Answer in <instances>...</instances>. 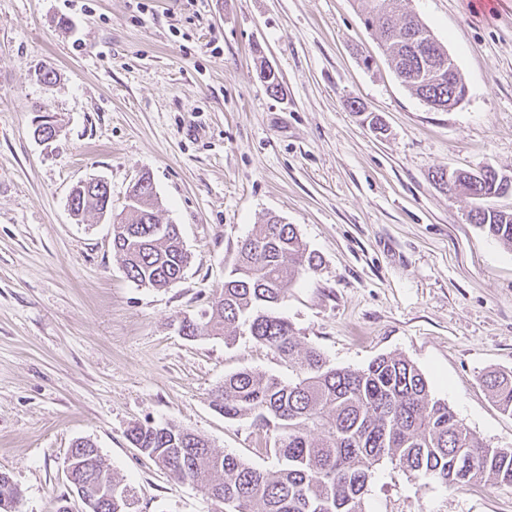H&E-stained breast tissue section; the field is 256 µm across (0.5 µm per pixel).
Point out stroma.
I'll list each match as a JSON object with an SVG mask.
<instances>
[{"mask_svg":"<svg viewBox=\"0 0 512 512\" xmlns=\"http://www.w3.org/2000/svg\"><path fill=\"white\" fill-rule=\"evenodd\" d=\"M404 5L464 77L452 110L401 83L359 0H0V472L21 490L17 512H55L63 496L81 508L66 476L80 438L133 488L136 512H214L132 446L137 422L276 467L275 431L224 418L210 393L243 369L287 378V362L245 334L228 347L178 331L270 216L321 259L280 307L302 343L336 368L404 356L465 427L512 448V415L482 382L512 371V248L431 177L512 175V0L491 13L476 0ZM261 57L282 94L267 92ZM41 111L59 127L49 143L33 135ZM142 172L191 254L167 288L131 281L109 220L68 207L73 186L99 177L120 212ZM366 512H512V486L451 491L385 461Z\"/></svg>","mask_w":512,"mask_h":512,"instance_id":"obj_1","label":"stroma"}]
</instances>
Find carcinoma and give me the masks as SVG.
I'll return each mask as SVG.
<instances>
[{
  "label": "carcinoma",
  "mask_w": 512,
  "mask_h": 512,
  "mask_svg": "<svg viewBox=\"0 0 512 512\" xmlns=\"http://www.w3.org/2000/svg\"><path fill=\"white\" fill-rule=\"evenodd\" d=\"M365 28L395 74L422 100L448 110L450 96L465 99L467 86L448 49L412 12L396 17L394 0H368ZM455 83L448 84V73ZM267 91L281 82L259 66ZM440 185L478 201L512 193L507 182L479 188L463 172L433 171ZM70 207L112 219V249L127 276L140 286L166 288L181 278L189 255L177 225L158 216V198L142 192L112 214V201L75 187ZM475 224L512 247V213L474 208ZM317 266L296 227L275 216L245 238L223 287L210 299L204 320L191 318L185 336L220 337L232 345L244 327L259 345L288 362L294 378L242 370L224 377L211 404L226 418H253L276 432L275 470H261L239 457L220 453L202 436L169 424L135 423L127 430L133 447L153 459L175 482L198 488L215 512H366L365 495L374 470L388 460L402 471L440 481L455 489L476 482L512 485V448H491L466 428L448 406L431 394L425 375L404 357L381 355L363 369L336 368L315 347L304 346L288 318L279 312L288 282ZM483 383L495 403L512 414V375L490 372ZM90 440L72 444L68 478L76 492L95 505L92 512H133L127 487L112 475L101 454L85 458ZM112 484V500L99 482Z\"/></svg>",
  "instance_id": "cac0c4a2"
}]
</instances>
